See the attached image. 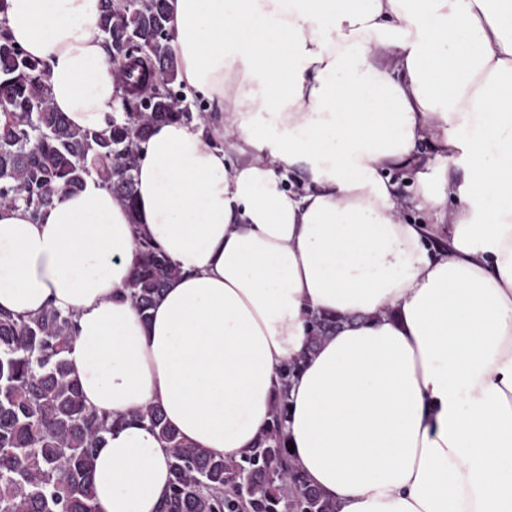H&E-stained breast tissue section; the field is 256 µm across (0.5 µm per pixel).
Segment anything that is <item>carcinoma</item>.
<instances>
[{
	"instance_id": "cac0c4a2",
	"label": "carcinoma",
	"mask_w": 512,
	"mask_h": 512,
	"mask_svg": "<svg viewBox=\"0 0 512 512\" xmlns=\"http://www.w3.org/2000/svg\"><path fill=\"white\" fill-rule=\"evenodd\" d=\"M170 21L168 0H102L98 29L116 80L135 89L140 68L148 67L162 71L166 82L144 112L139 96L126 99L129 112L104 131L75 128L55 110L44 64L0 21V204L21 205L37 220L95 174L135 208L136 170L152 129L204 118L184 103ZM137 239L126 296L146 316L180 270L140 226ZM338 327L333 317H314L308 351ZM75 336V316L53 306L30 316L0 310V512H98L95 452L124 420L84 403L67 357ZM299 369L296 362L280 374L271 424L240 459L216 457L185 441L158 405L132 415L169 452L171 479L159 512H336L287 448L288 390Z\"/></svg>"
}]
</instances>
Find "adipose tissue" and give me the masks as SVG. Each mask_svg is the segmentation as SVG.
Wrapping results in <instances>:
<instances>
[{"label":"adipose tissue","instance_id":"1","mask_svg":"<svg viewBox=\"0 0 512 512\" xmlns=\"http://www.w3.org/2000/svg\"><path fill=\"white\" fill-rule=\"evenodd\" d=\"M170 4L207 115L154 130L136 210L93 176L39 221L0 207V309L74 314L89 408L161 405L227 459L303 360L285 433L336 512H512V0ZM100 6L5 10L55 109L98 131L124 95ZM136 222L182 272L146 317L126 296ZM320 315L342 327L304 357ZM168 478L129 419L97 451L98 512H158Z\"/></svg>","mask_w":512,"mask_h":512}]
</instances>
